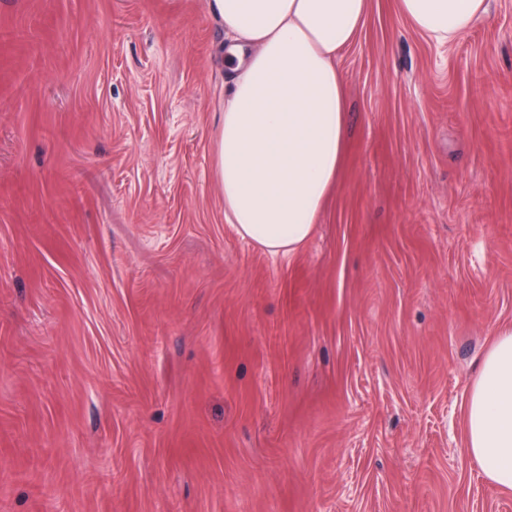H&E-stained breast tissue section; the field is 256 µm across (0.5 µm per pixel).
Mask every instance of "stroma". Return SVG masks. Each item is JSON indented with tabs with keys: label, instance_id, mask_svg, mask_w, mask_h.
I'll list each match as a JSON object with an SVG mask.
<instances>
[{
	"label": "stroma",
	"instance_id": "obj_1",
	"mask_svg": "<svg viewBox=\"0 0 512 512\" xmlns=\"http://www.w3.org/2000/svg\"><path fill=\"white\" fill-rule=\"evenodd\" d=\"M396 0L290 257L224 220L207 0H0V512H512L466 449L512 326V0ZM398 3L401 13L437 43L466 34L487 13V0H398Z\"/></svg>",
	"mask_w": 512,
	"mask_h": 512
}]
</instances>
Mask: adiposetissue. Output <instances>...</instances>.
<instances>
[{"instance_id": "1", "label": "adipose tissue", "mask_w": 512, "mask_h": 512, "mask_svg": "<svg viewBox=\"0 0 512 512\" xmlns=\"http://www.w3.org/2000/svg\"><path fill=\"white\" fill-rule=\"evenodd\" d=\"M425 36L445 43L487 13V0H398ZM230 44V76L214 136L224 219L267 253L311 238L345 149L337 65L364 27L369 0H208ZM467 452L488 481L512 490V327L486 351L468 399Z\"/></svg>"}]
</instances>
